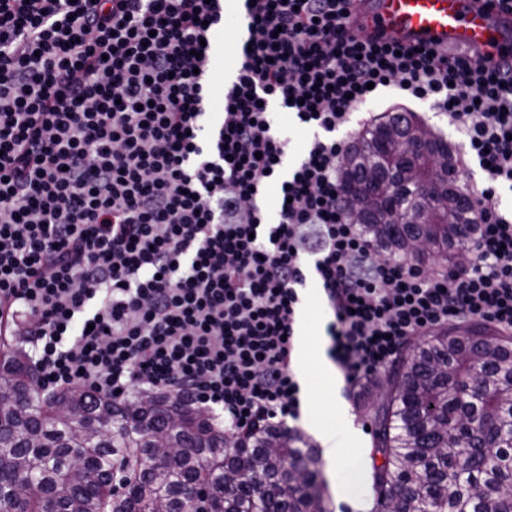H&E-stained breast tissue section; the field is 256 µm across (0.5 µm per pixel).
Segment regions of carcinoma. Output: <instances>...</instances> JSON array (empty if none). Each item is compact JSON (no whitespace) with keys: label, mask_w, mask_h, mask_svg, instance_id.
Wrapping results in <instances>:
<instances>
[{"label":"carcinoma","mask_w":512,"mask_h":512,"mask_svg":"<svg viewBox=\"0 0 512 512\" xmlns=\"http://www.w3.org/2000/svg\"><path fill=\"white\" fill-rule=\"evenodd\" d=\"M431 139L416 117L364 130L342 165L382 254L446 263L475 224L456 193L433 204L418 167L440 181L453 150L407 158L400 139ZM474 385L483 396L470 392ZM376 512H512V336L449 323L410 343L374 407ZM323 461L299 431L255 429L229 450L224 429L174 393L115 403L67 387L43 394L24 353L0 341V512H329ZM126 492L112 493L114 472Z\"/></svg>","instance_id":"cac0c4a2"}]
</instances>
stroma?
<instances>
[{
  "label": "stroma",
  "mask_w": 512,
  "mask_h": 512,
  "mask_svg": "<svg viewBox=\"0 0 512 512\" xmlns=\"http://www.w3.org/2000/svg\"><path fill=\"white\" fill-rule=\"evenodd\" d=\"M366 111L393 112L403 110L416 113L433 132L444 137L454 146H461L464 137L445 116L430 109L422 102H401L387 97L371 100ZM312 429L306 430L307 438H314L315 428H332L342 436L345 448L336 464H324L323 477L332 512H360L361 507H373L374 500L368 489L373 482L374 467L378 460L371 454L375 425L373 405L375 396H368L348 388L346 383L330 385L324 374L311 376Z\"/></svg>",
  "instance_id": "35a3bbf8"
}]
</instances>
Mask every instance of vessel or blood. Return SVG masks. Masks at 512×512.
<instances>
[{
    "label": "vessel or blood",
    "mask_w": 512,
    "mask_h": 512,
    "mask_svg": "<svg viewBox=\"0 0 512 512\" xmlns=\"http://www.w3.org/2000/svg\"><path fill=\"white\" fill-rule=\"evenodd\" d=\"M351 10L377 40L464 48L477 60L512 54V12L492 0H352Z\"/></svg>",
    "instance_id": "1"
}]
</instances>
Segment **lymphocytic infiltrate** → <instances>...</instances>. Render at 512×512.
<instances>
[{
    "label": "lymphocytic infiltrate",
    "mask_w": 512,
    "mask_h": 512,
    "mask_svg": "<svg viewBox=\"0 0 512 512\" xmlns=\"http://www.w3.org/2000/svg\"><path fill=\"white\" fill-rule=\"evenodd\" d=\"M349 2L247 6L218 93L224 0H0V337L28 345L40 389L174 392L232 437L298 420L310 266L352 387L442 324L512 333V58L397 49ZM382 89L444 114L484 175L462 261L382 255L340 201L355 138L336 132L378 123L352 112ZM274 103L313 132L290 169Z\"/></svg>",
    "instance_id": "lymphocytic-infiltrate-1"
}]
</instances>
